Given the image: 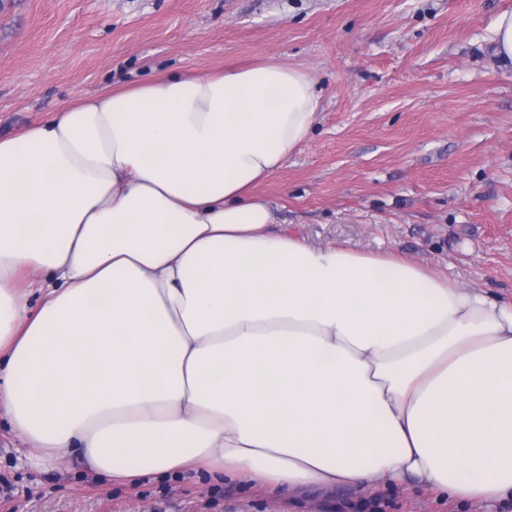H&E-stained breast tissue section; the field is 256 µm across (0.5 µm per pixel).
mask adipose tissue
<instances>
[{
	"mask_svg": "<svg viewBox=\"0 0 512 512\" xmlns=\"http://www.w3.org/2000/svg\"><path fill=\"white\" fill-rule=\"evenodd\" d=\"M315 82L172 75L0 135V414L116 481L512 499V300L271 232Z\"/></svg>",
	"mask_w": 512,
	"mask_h": 512,
	"instance_id": "1",
	"label": "adipose tissue"
}]
</instances>
